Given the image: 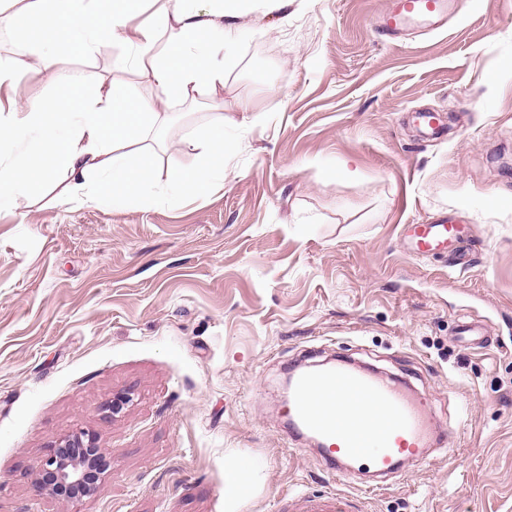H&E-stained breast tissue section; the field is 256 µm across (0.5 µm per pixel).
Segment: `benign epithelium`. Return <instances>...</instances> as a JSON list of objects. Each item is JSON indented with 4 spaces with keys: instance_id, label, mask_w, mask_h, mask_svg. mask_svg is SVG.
<instances>
[{
    "instance_id": "1",
    "label": "benign epithelium",
    "mask_w": 512,
    "mask_h": 512,
    "mask_svg": "<svg viewBox=\"0 0 512 512\" xmlns=\"http://www.w3.org/2000/svg\"><path fill=\"white\" fill-rule=\"evenodd\" d=\"M108 464L107 453L94 434L82 431L67 435L39 464L35 490L69 505L94 490Z\"/></svg>"
}]
</instances>
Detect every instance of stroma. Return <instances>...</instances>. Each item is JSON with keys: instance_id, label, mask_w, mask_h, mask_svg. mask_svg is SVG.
Segmentation results:
<instances>
[{"instance_id": "obj_1", "label": "stroma", "mask_w": 512, "mask_h": 512, "mask_svg": "<svg viewBox=\"0 0 512 512\" xmlns=\"http://www.w3.org/2000/svg\"><path fill=\"white\" fill-rule=\"evenodd\" d=\"M390 0H245L218 96L159 102L120 42L87 56L65 23L0 32L17 97L123 86L160 112L158 188L182 140L224 115V184L120 210L40 186L0 214V512H288L334 492L363 512H512V0H455L395 39ZM53 43V75L29 49ZM434 113L440 128L417 116ZM466 225V267L407 249ZM477 321L481 347L456 334ZM349 358L409 380L445 431L435 461L381 488L336 480L288 435L289 366ZM128 395L120 412L113 399ZM110 464L71 506L35 492L56 442ZM254 487L224 496L237 461Z\"/></svg>"}]
</instances>
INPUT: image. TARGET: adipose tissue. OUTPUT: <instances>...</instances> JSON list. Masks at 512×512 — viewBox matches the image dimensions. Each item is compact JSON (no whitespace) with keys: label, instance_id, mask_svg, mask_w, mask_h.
<instances>
[{"label":"adipose tissue","instance_id":"1","mask_svg":"<svg viewBox=\"0 0 512 512\" xmlns=\"http://www.w3.org/2000/svg\"><path fill=\"white\" fill-rule=\"evenodd\" d=\"M195 2L164 0L161 20L170 26L173 49L181 57L177 65L147 55L157 38L155 26L133 23L126 10H106L103 0H27L16 11H0V31L35 29L60 16L86 54L117 41L139 50L137 64L163 99L186 100L203 91L215 96L224 88V69L216 61L224 49L223 21L240 14L243 0H214L207 18ZM13 68L11 60L0 58V213L14 211L33 181L51 185L62 175L91 203L120 209L155 201L151 160L132 161L122 148L139 143L147 128L157 126L158 113L143 110L115 84L81 94L71 111L46 112L38 99L13 95L8 82ZM179 149L197 162L169 169L165 199L173 205L186 189L206 193L223 182L228 152L223 113H211L205 135L181 141Z\"/></svg>","mask_w":512,"mask_h":512}]
</instances>
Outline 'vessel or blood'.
Wrapping results in <instances>:
<instances>
[{"instance_id": "vessel-or-blood-1", "label": "vessel or blood", "mask_w": 512, "mask_h": 512, "mask_svg": "<svg viewBox=\"0 0 512 512\" xmlns=\"http://www.w3.org/2000/svg\"><path fill=\"white\" fill-rule=\"evenodd\" d=\"M396 8L380 18L387 36L400 34L415 19L430 25L445 20L450 0H396ZM464 236L462 225L444 219L412 227L411 250L417 255L457 251ZM355 401L345 425L334 414L340 401ZM427 407L402 381L387 382L375 371L347 360L311 364L298 373L291 385L286 416L291 431L313 438L320 449L323 469L340 480H349L363 455L372 458L371 469L385 479L400 478V461L411 455L425 461L436 442L426 424ZM353 502L347 496L300 495L291 499L290 512H347Z\"/></svg>"}]
</instances>
